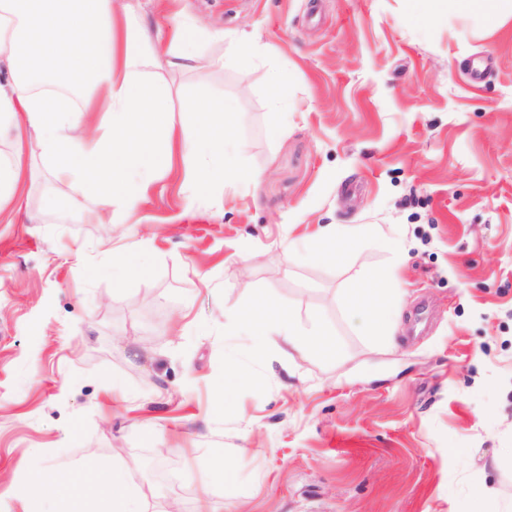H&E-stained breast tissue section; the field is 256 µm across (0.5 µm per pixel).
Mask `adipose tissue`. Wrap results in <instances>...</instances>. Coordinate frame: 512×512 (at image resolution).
<instances>
[{
  "label": "adipose tissue",
  "mask_w": 512,
  "mask_h": 512,
  "mask_svg": "<svg viewBox=\"0 0 512 512\" xmlns=\"http://www.w3.org/2000/svg\"><path fill=\"white\" fill-rule=\"evenodd\" d=\"M190 34V28L180 27L169 39L151 35L131 13L116 17L114 0H0V61L11 69L10 81L0 83V131L33 130L59 175L79 179L89 195L108 203L137 204L142 190L133 184L134 169L147 159L168 164L180 157L203 191L219 178L255 183V172L225 156L226 104L203 103L195 121L178 127L159 88L138 76L146 44L170 67H190L193 56L185 48ZM57 82L79 90L80 107L51 91ZM92 113L109 130L95 141L84 134ZM365 247L360 225L330 224L304 250L288 247L287 255L292 262L301 254L332 262ZM401 293L394 272L371 273L352 289L349 315L369 335L389 336ZM231 323L257 351L277 336L294 352L339 354L327 328L318 323L301 328L293 311L264 298Z\"/></svg>",
  "instance_id": "adipose-tissue-1"
}]
</instances>
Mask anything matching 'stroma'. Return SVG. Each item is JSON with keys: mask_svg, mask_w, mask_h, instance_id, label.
<instances>
[{"mask_svg": "<svg viewBox=\"0 0 512 512\" xmlns=\"http://www.w3.org/2000/svg\"><path fill=\"white\" fill-rule=\"evenodd\" d=\"M117 4L194 28V68L145 77L179 125L230 103L228 141L259 179L202 194L176 161L136 207L108 206L58 178L34 133L0 136V156L25 162L23 208L0 206V512H110L95 482L115 462L145 512H500L512 18L487 26L450 0L429 23L424 0ZM239 35L256 59L229 51ZM49 193L82 223L45 208ZM328 224L367 225L378 243L286 265L284 241L304 248ZM390 267L404 293L387 343L347 303L363 271ZM261 296L320 321L338 358L225 335V315Z\"/></svg>", "mask_w": 512, "mask_h": 512, "instance_id": "1", "label": "stroma"}]
</instances>
